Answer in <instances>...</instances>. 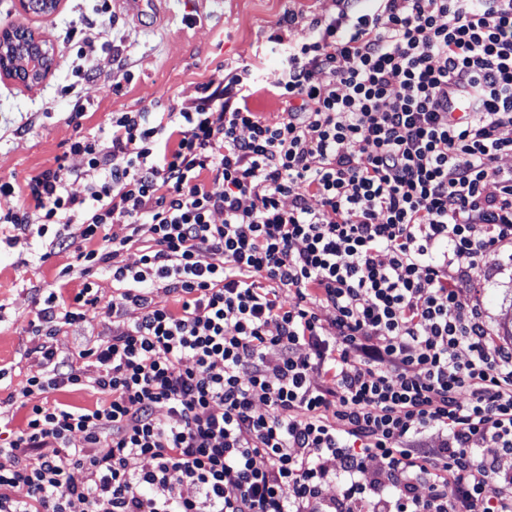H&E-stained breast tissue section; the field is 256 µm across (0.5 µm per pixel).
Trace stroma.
I'll use <instances>...</instances> for the list:
<instances>
[{"instance_id":"1","label":"stroma","mask_w":512,"mask_h":512,"mask_svg":"<svg viewBox=\"0 0 512 512\" xmlns=\"http://www.w3.org/2000/svg\"><path fill=\"white\" fill-rule=\"evenodd\" d=\"M96 0H60L54 14H33L21 0H0V26L22 24L54 49L53 66L38 84L0 79V180L24 182L41 170L63 161L73 176L71 193L82 196L97 173L83 156L69 153L77 136L107 138L113 113L144 107L166 109L189 101L199 84L219 68L232 71L245 64L261 71L264 90L250 102L269 120H277L281 105L269 92L281 67L279 54L268 40L285 9L308 15H329L336 0H112V45L118 46L125 66L112 70L109 51L90 62L93 80L86 82L82 99L64 89L77 80L76 51L62 44L66 27L78 25ZM87 111L80 124L69 121L77 103ZM51 236L30 230L16 235L12 225L0 224V414L21 422V390L28 377L41 371L33 349L39 339L29 328L35 317L34 289L58 288L62 269L74 263L86 241L75 239L65 251L51 246ZM479 297L484 318L494 334L512 311V256L499 254L490 277L482 279ZM112 334V320L88 313L86 321L65 326L53 342L55 358L73 365L83 377L97 373L81 353Z\"/></svg>"}]
</instances>
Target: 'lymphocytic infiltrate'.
<instances>
[{"mask_svg": "<svg viewBox=\"0 0 512 512\" xmlns=\"http://www.w3.org/2000/svg\"><path fill=\"white\" fill-rule=\"evenodd\" d=\"M338 3L303 33L295 10L276 22L277 122L248 104L254 69L218 70L191 105L71 141L101 174L85 196L61 163L0 183L1 224L97 243L71 299H38L0 512H512V347L471 292L512 246V0ZM111 26L99 0L63 42L86 60ZM100 270L117 325L88 380L53 341ZM85 386L103 402L43 400Z\"/></svg>", "mask_w": 512, "mask_h": 512, "instance_id": "obj_1", "label": "lymphocytic infiltrate"}]
</instances>
